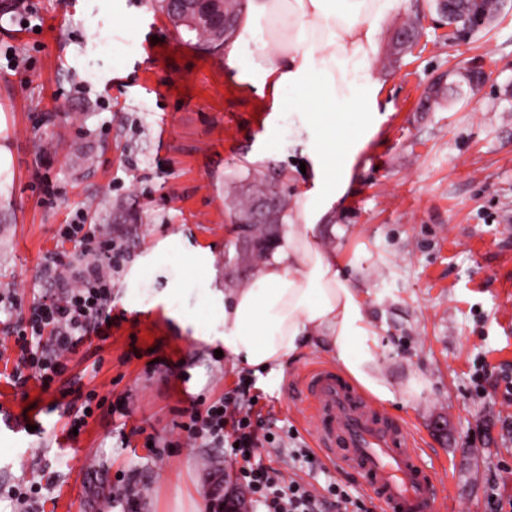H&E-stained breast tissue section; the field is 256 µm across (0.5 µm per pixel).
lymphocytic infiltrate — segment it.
I'll use <instances>...</instances> for the list:
<instances>
[{
  "instance_id": "1",
  "label": "lymphocytic infiltrate",
  "mask_w": 512,
  "mask_h": 512,
  "mask_svg": "<svg viewBox=\"0 0 512 512\" xmlns=\"http://www.w3.org/2000/svg\"><path fill=\"white\" fill-rule=\"evenodd\" d=\"M58 237L73 242L76 251L70 256L53 250L45 253L41 275L52 284L49 292L27 306L15 293L0 294V304L17 314L0 337V350L17 353L13 386L22 388L34 380L43 392L57 391L66 400L64 411L72 426L81 428L94 413V396L83 393L78 383L65 387L61 381L69 371L71 354L90 338L104 342L111 335L112 274L123 254L83 211L61 225ZM251 400L247 379H240L222 399L202 409L195 405L187 409L188 420L180 428L185 445L203 441L223 449L233 464L234 482L247 491L253 512H375L335 481H328L318 493L311 484L285 477L258 461L261 443H275L277 436L270 431L258 435Z\"/></svg>"
}]
</instances>
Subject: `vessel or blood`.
<instances>
[{
	"label": "vessel or blood",
	"mask_w": 512,
	"mask_h": 512,
	"mask_svg": "<svg viewBox=\"0 0 512 512\" xmlns=\"http://www.w3.org/2000/svg\"><path fill=\"white\" fill-rule=\"evenodd\" d=\"M298 390L316 417L318 447L363 477L379 512H441L446 485L414 448L406 421L373 407L325 365L307 370Z\"/></svg>",
	"instance_id": "obj_1"
}]
</instances>
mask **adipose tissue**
I'll return each mask as SVG.
<instances>
[{
	"label": "adipose tissue",
	"mask_w": 512,
	"mask_h": 512,
	"mask_svg": "<svg viewBox=\"0 0 512 512\" xmlns=\"http://www.w3.org/2000/svg\"><path fill=\"white\" fill-rule=\"evenodd\" d=\"M399 0H249L242 31L261 19L273 47L261 86L289 94L306 116L313 179L300 185L286 237L246 287L224 293V351L253 369L281 364L301 344H325L345 375L381 402L395 391L380 370L378 331L357 285L321 247L322 220L344 196L375 125L372 63Z\"/></svg>",
	"instance_id": "1"
}]
</instances>
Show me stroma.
I'll list each match as a JSON object with an SVG mask.
<instances>
[{"label": "stroma", "instance_id": "obj_1", "mask_svg": "<svg viewBox=\"0 0 512 512\" xmlns=\"http://www.w3.org/2000/svg\"><path fill=\"white\" fill-rule=\"evenodd\" d=\"M420 18L417 45L390 54L394 32ZM189 54L179 64L164 48ZM478 70L480 84L463 80ZM379 129L344 197L325 219L379 334L387 412L419 435L428 467L449 493L443 512H486L496 495L512 512V0L490 26L449 42L432 0H400L373 63ZM440 96H431L435 85ZM298 111L275 112L257 83L238 81L224 54L196 50L149 0H0V292L43 294V255L75 212L125 252L114 274L112 336L85 345L69 375L105 397L74 445L69 419L36 381L12 385L14 354L0 353V512L10 486L44 483L43 512H97L115 476H134L140 512H197L210 480L231 471L220 448L174 447L181 413L250 377L266 425L314 447L293 379L335 365L318 344L261 373L218 357L224 321L210 291L248 285L230 209L253 174L275 176L295 203L306 182ZM61 143H53L54 135ZM93 157L92 166L71 157ZM48 176L58 200L36 186ZM180 236L184 251L158 249ZM194 252L210 262H189ZM189 326H182V319ZM486 366L484 392L472 375ZM422 382L409 394L410 380ZM123 402L126 418L110 414Z\"/></svg>", "mask_w": 512, "mask_h": 512}]
</instances>
